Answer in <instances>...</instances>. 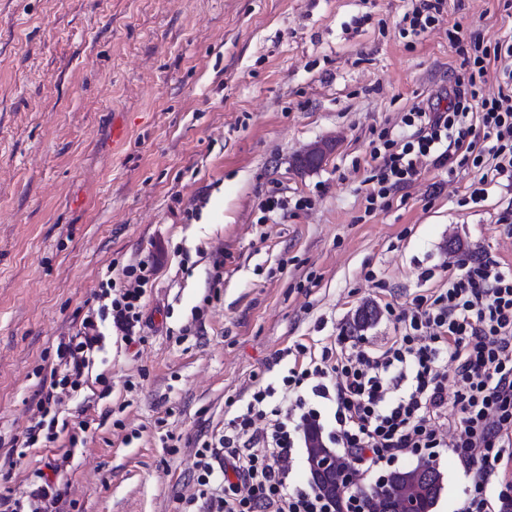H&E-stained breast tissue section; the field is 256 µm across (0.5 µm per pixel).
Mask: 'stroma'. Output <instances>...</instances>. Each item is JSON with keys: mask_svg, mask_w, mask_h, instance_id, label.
<instances>
[{"mask_svg": "<svg viewBox=\"0 0 512 512\" xmlns=\"http://www.w3.org/2000/svg\"><path fill=\"white\" fill-rule=\"evenodd\" d=\"M411 0H0V463L37 412L43 357L105 273L149 257L143 343L109 336L64 412L83 441L62 475L75 512H180L196 448L278 354L323 346L356 310L394 334L450 262L512 263V185L473 204L472 176L423 169L366 213L377 130L443 96L461 59L446 31L494 42L505 0H447L414 48L394 27ZM127 128L112 140V122ZM335 146L322 167L298 155ZM310 208L265 219L270 190ZM223 278L213 284V263ZM374 282H367L366 272ZM79 431V430H78ZM432 512H457L467 478L450 453Z\"/></svg>", "mask_w": 512, "mask_h": 512, "instance_id": "1", "label": "stroma"}]
</instances>
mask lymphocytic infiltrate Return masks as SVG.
<instances>
[{"label": "lymphocytic infiltrate", "instance_id": "obj_1", "mask_svg": "<svg viewBox=\"0 0 512 512\" xmlns=\"http://www.w3.org/2000/svg\"><path fill=\"white\" fill-rule=\"evenodd\" d=\"M446 0H414L398 21L403 36L420 37L438 25ZM454 23L448 39L461 59L448 87V109L415 107L403 122L410 134L381 129L371 152L368 210L389 208L422 173L424 162L468 171L472 203L491 186L512 181V32L495 43L462 37ZM498 89L486 96L488 76ZM157 271L153 260L126 265L120 279L105 277L86 313L50 362V382L39 392V418L10 441L9 468L26 449L50 447L68 422L63 396H78L106 336L137 340L142 299ZM456 387H449V379ZM333 412L327 439L367 472L394 466L405 455L432 461L449 451L466 464L469 483L458 512H494L512 500V264L485 259L457 263L446 279L416 294L396 316V334L379 348L364 337L337 336L314 353L295 347L281 386L255 390L214 441L195 452V491L182 512H333L315 489L289 488L293 450L308 427ZM70 453L35 469L28 495L0 489V512H67L58 482Z\"/></svg>", "mask_w": 512, "mask_h": 512}]
</instances>
